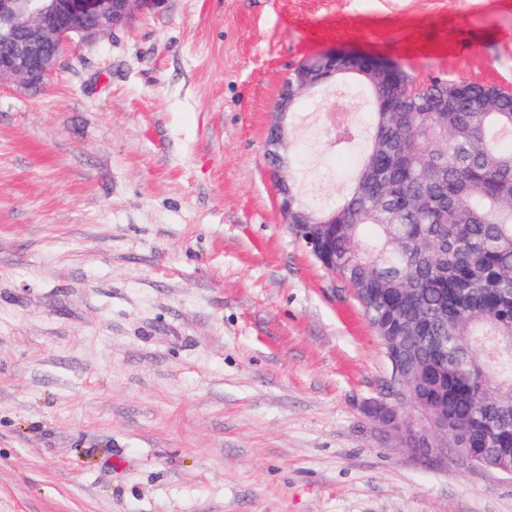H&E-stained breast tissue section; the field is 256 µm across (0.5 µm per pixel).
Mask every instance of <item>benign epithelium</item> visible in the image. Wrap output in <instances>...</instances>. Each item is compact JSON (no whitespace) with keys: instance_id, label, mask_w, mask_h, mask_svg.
Returning a JSON list of instances; mask_svg holds the SVG:
<instances>
[{"instance_id":"7a95c632","label":"benign epithelium","mask_w":512,"mask_h":512,"mask_svg":"<svg viewBox=\"0 0 512 512\" xmlns=\"http://www.w3.org/2000/svg\"><path fill=\"white\" fill-rule=\"evenodd\" d=\"M20 2L0 0V82L29 87L50 78L75 45L95 42L125 26L136 12L160 0H32L34 5L28 9L21 8ZM324 57L330 65L296 69L279 94L276 111L280 119L271 125L267 137L268 155L278 162L282 160L280 150L288 143L284 119L300 97L336 76V61L348 55L329 52ZM397 68L398 64L391 60L365 59L361 75L383 93L381 112H397L399 103L413 97L414 89L410 84L389 79V74ZM278 192L293 233L303 237L308 250L324 268L336 273L330 258V242L336 236V217L319 222L309 212L294 207L292 187L284 180L279 181ZM412 356L414 353L407 346L388 356L393 374V401L371 400L364 410L403 446L425 457L442 455L448 452V427L436 419V404L426 407L424 415L414 420L399 412V404H413L402 364V359Z\"/></svg>"}]
</instances>
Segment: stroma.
<instances>
[{
	"label": "stroma",
	"instance_id": "obj_1",
	"mask_svg": "<svg viewBox=\"0 0 512 512\" xmlns=\"http://www.w3.org/2000/svg\"><path fill=\"white\" fill-rule=\"evenodd\" d=\"M512 89V0H161L41 86H0V512H512L363 412L392 367L295 239L279 179L333 209L369 132L355 78L266 136L329 50ZM323 56L327 58L330 65L297 68L293 76L289 80L287 78L283 85L276 103V111L280 119L271 125L266 143L268 155L275 161L280 162L282 160L279 152L281 149H285L288 143V127L284 119L289 112L293 111L299 98L340 73L336 70V59L344 60L355 57L350 54L336 52H329Z\"/></svg>",
	"mask_w": 512,
	"mask_h": 512
}]
</instances>
